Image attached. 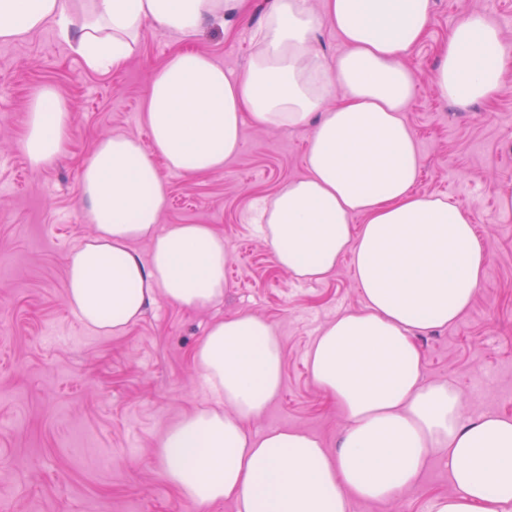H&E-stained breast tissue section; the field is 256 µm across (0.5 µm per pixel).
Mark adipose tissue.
<instances>
[{
	"instance_id": "adipose-tissue-1",
	"label": "adipose tissue",
	"mask_w": 512,
	"mask_h": 512,
	"mask_svg": "<svg viewBox=\"0 0 512 512\" xmlns=\"http://www.w3.org/2000/svg\"><path fill=\"white\" fill-rule=\"evenodd\" d=\"M0 0V41L44 26L93 69L134 53L145 25L180 39L210 19L244 15L247 0ZM433 0H272L246 69L178 52L151 75L143 122L150 147L130 135L100 139L80 172L93 232L66 256V301L94 332L117 335L163 299L186 309L224 296L228 253L207 224L160 226L167 186L157 168L185 176L235 157L245 124L312 125L308 172L261 201L256 222L278 266L319 281L351 257L364 299L336 317L307 354L312 380L344 414L335 448L298 429L253 433L282 388V350L266 320L214 323L194 365L222 401L169 426L162 474L193 505L236 512H347L412 489L431 456L448 462L451 495L431 512H512V419L468 415L460 394L425 382L418 334L456 323L489 266L472 216L442 197L414 193L421 169L407 118L416 78L405 63L423 40ZM328 23L345 49L326 58L314 32ZM500 29L469 14L450 30L433 72L439 96L465 108L502 82ZM344 94L327 106L335 88ZM72 115L54 87L33 96L21 147L31 164L63 152ZM362 217L353 225V217ZM149 244L141 255L135 242Z\"/></svg>"
}]
</instances>
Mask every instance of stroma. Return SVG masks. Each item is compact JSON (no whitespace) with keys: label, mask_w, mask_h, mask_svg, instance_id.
Wrapping results in <instances>:
<instances>
[{"label":"stroma","mask_w":512,"mask_h":512,"mask_svg":"<svg viewBox=\"0 0 512 512\" xmlns=\"http://www.w3.org/2000/svg\"><path fill=\"white\" fill-rule=\"evenodd\" d=\"M268 0L249 16L211 20L192 40L145 26L117 69L93 70L52 27L0 42V502L10 512H235L223 501L202 509L161 474L158 441L180 417L208 408L193 352L209 325L239 313L272 323L283 359L278 398L251 431L297 428L332 449L345 418L312 382L306 353L337 316L362 308L350 258L318 282L277 266L250 222L253 203L306 173L311 129L245 125L240 153L222 170L187 178L165 174L161 224H207L230 252L223 299L185 310L160 300L125 332L82 327L66 305L65 258L93 231L79 201L83 161L105 135L149 143L141 121L148 80L176 50L209 54L244 68ZM479 13L512 41V0H434L432 22L407 63L417 91L407 112L420 159L419 192L467 209L490 254L485 283L454 324L419 335L425 381L445 382L467 414L512 418V70L496 96L467 109L443 102L432 73L450 29ZM61 90L72 112L63 156L32 168L22 149L32 94ZM453 487L443 459L431 457L419 482L387 502L351 501L348 512H430Z\"/></svg>","instance_id":"stroma-1"}]
</instances>
